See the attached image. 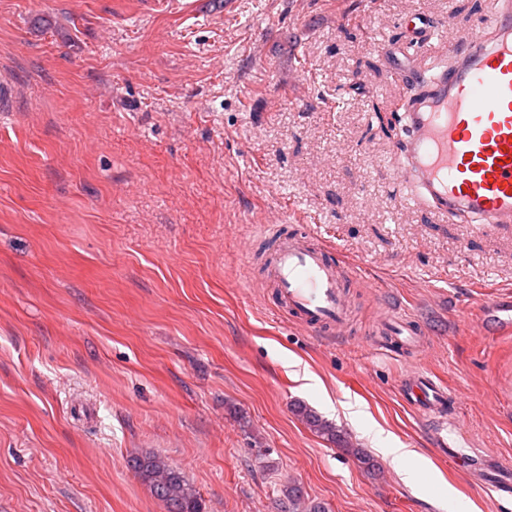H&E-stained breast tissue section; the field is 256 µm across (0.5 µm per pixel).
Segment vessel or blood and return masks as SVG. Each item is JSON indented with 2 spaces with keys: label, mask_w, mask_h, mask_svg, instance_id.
Returning a JSON list of instances; mask_svg holds the SVG:
<instances>
[{
  "label": "vessel or blood",
  "mask_w": 512,
  "mask_h": 512,
  "mask_svg": "<svg viewBox=\"0 0 512 512\" xmlns=\"http://www.w3.org/2000/svg\"><path fill=\"white\" fill-rule=\"evenodd\" d=\"M448 54L450 66L431 72L407 101L399 172L439 213L512 227V0H497L470 43ZM267 271L280 311L317 335L347 334L352 270L312 230L281 234ZM422 336L403 318L375 346L414 352ZM402 388L418 412L438 421L455 413L447 387L429 375L412 373ZM469 466L476 477L490 476L495 492H512V469L498 456L482 455Z\"/></svg>",
  "instance_id": "b4317fda"
}]
</instances>
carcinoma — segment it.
Segmentation results:
<instances>
[{"instance_id": "1", "label": "carcinoma", "mask_w": 512, "mask_h": 512, "mask_svg": "<svg viewBox=\"0 0 512 512\" xmlns=\"http://www.w3.org/2000/svg\"><path fill=\"white\" fill-rule=\"evenodd\" d=\"M310 428L336 443L344 442V437L336 428L327 424L310 410L297 407ZM133 469L148 486L152 495L163 503L166 512H202V505L179 471L156 455H141L132 459Z\"/></svg>"}]
</instances>
